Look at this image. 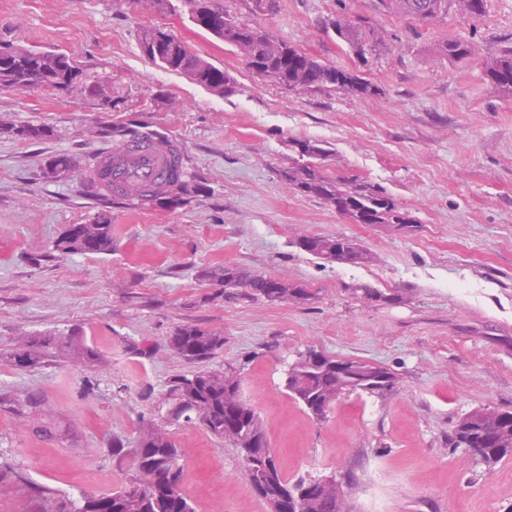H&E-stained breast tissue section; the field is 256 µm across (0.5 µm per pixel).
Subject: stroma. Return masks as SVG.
<instances>
[{"label":"stroma","mask_w":512,"mask_h":512,"mask_svg":"<svg viewBox=\"0 0 512 512\" xmlns=\"http://www.w3.org/2000/svg\"><path fill=\"white\" fill-rule=\"evenodd\" d=\"M172 3L164 14L152 0H0V47L67 53L112 87L105 106L87 85L0 89V512H40L38 488L64 500L126 484L131 461L113 457V441L135 447L172 378L229 365L285 479H344V512H367L374 488L387 512H512V458L488 469L448 446L461 414L512 412V96L479 64L512 49V0H492L483 20L451 14L428 25L377 0H280L260 18L249 0H221L373 84L370 96L293 94L255 76L191 22L182 0ZM339 14L386 30L387 49L358 56L330 25ZM154 26L224 68L239 93L218 96L153 65L139 38ZM449 38L471 43L474 58L440 59ZM95 120L172 139L204 193L171 209L88 195L79 172L112 147L89 136ZM28 123L51 136L16 135ZM306 138L329 148L330 175L380 186L416 230L351 224L290 190L280 177L289 142ZM58 154L79 171L46 174ZM105 209L111 253L55 251L70 225ZM336 235L371 261H327L297 244ZM225 264L302 284L312 297H226L208 276ZM184 326L219 332L223 347L202 363L178 357L168 338ZM72 332L101 366L54 349L24 367L12 358L21 338ZM310 349L389 368L398 384L347 395L314 420L283 386L288 362ZM167 430L184 452L182 491L197 512H267L233 448L197 424Z\"/></svg>","instance_id":"obj_1"}]
</instances>
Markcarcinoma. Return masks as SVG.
<instances>
[{
  "instance_id": "obj_1",
  "label": "carcinoma",
  "mask_w": 512,
  "mask_h": 512,
  "mask_svg": "<svg viewBox=\"0 0 512 512\" xmlns=\"http://www.w3.org/2000/svg\"><path fill=\"white\" fill-rule=\"evenodd\" d=\"M191 21L214 38L233 47L246 67L265 75V78L298 94L348 90L359 95H371L375 88L341 67L327 64L305 50L280 40L259 26L251 24L225 10L216 0H185ZM379 7L394 16L429 24L452 10L464 19H482L490 12V0H379ZM339 39L360 55L375 52L386 46V32L357 26L345 16L332 22ZM140 45L147 59L159 67L182 74L196 84L221 96L237 92L232 75L195 52L173 33L159 27L142 31ZM439 53L450 62L474 55V48L461 40L448 39ZM486 78L499 89L512 93V50L484 62ZM80 68L70 55L59 51H32L5 47L0 49V89L71 90ZM17 135L39 140L50 133L41 124H28L16 129ZM93 133L112 138L115 147L126 144V138L137 140L136 132L126 128L94 127ZM144 143L169 156V165L161 178L151 182L120 184L115 160L99 156L89 166L86 181L88 192L113 201L124 200L132 205L174 207L187 196L201 191L189 177L180 147L169 138L158 135L144 138ZM301 146L304 151L282 179L295 192L321 200L336 210L351 224H364L373 217L380 224L409 231L416 220L401 211L395 200L375 184L355 179H335L326 172L323 161L326 150L311 139H295L289 147ZM298 245L307 253L326 260L336 259V246L347 251L346 263L362 264L371 259L362 247L341 236H306ZM55 250L62 254L83 252L108 254L112 252V220L101 212L86 224H73L58 239ZM210 277L224 286L226 294L244 288L248 294L271 302L306 301L309 290L300 284H283L281 291L271 288L272 279L238 266H224L210 272ZM73 349L87 364L99 363L96 350L88 346L77 333L67 336L23 339L13 359L19 365L32 364L42 356L48 345ZM224 345V338L211 330L186 326L170 338L171 350L188 361L212 358ZM352 370L332 366L314 367L298 354L288 364L283 386L307 413L317 419L327 416L341 397L356 393L378 396L393 390L397 378L382 367L379 374L369 373L371 364L350 360ZM166 419L197 423L213 437L233 447L238 456L249 453L255 459L251 485L255 494L267 502L283 493L296 498L311 497L308 512H341L342 502L320 493L318 478H300L289 484L283 477L279 462L269 448L263 421L251 403L243 397L241 379L236 371H200L175 378L167 391ZM468 444L479 453V460L492 466L512 457V412L493 406H483L462 414L448 433V447L455 450ZM114 456H130L132 478L127 486L108 493L81 492L73 500H55L54 493L39 492L43 512H197L194 503L182 493L183 467L181 450L166 438L161 425L145 420L138 429V441L131 451L117 443Z\"/></svg>"
}]
</instances>
